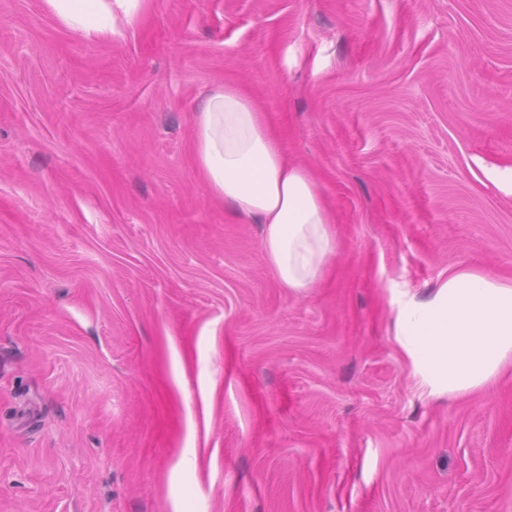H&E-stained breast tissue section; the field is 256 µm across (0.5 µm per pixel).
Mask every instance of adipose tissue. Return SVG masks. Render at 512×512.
Segmentation results:
<instances>
[{
	"label": "adipose tissue",
	"mask_w": 512,
	"mask_h": 512,
	"mask_svg": "<svg viewBox=\"0 0 512 512\" xmlns=\"http://www.w3.org/2000/svg\"><path fill=\"white\" fill-rule=\"evenodd\" d=\"M141 0H45L73 36L106 39L117 14ZM194 156L214 200L264 226L263 248L280 283L301 291L334 253L333 219L320 187L289 163L257 104L239 87L215 88L199 109ZM398 333L449 394L481 390L512 365V282L455 269L428 300L408 306Z\"/></svg>",
	"instance_id": "obj_1"
}]
</instances>
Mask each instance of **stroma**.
I'll use <instances>...</instances> for the list:
<instances>
[{"mask_svg":"<svg viewBox=\"0 0 512 512\" xmlns=\"http://www.w3.org/2000/svg\"><path fill=\"white\" fill-rule=\"evenodd\" d=\"M227 82L336 219L303 292L198 174ZM461 267L512 280V0H0V512H512V369L396 334ZM143 0H45L51 13L73 36L85 40L112 37L116 13L130 20Z\"/></svg>","mask_w":512,"mask_h":512,"instance_id":"stroma-1","label":"stroma"}]
</instances>
